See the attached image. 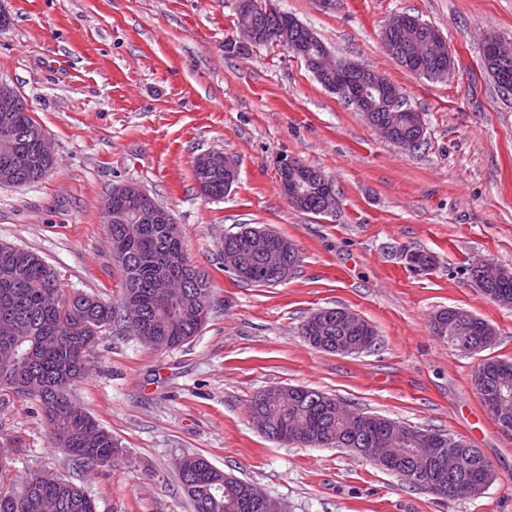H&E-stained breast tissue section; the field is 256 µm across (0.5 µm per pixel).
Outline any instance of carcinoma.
<instances>
[{
	"label": "carcinoma",
	"mask_w": 512,
	"mask_h": 512,
	"mask_svg": "<svg viewBox=\"0 0 512 512\" xmlns=\"http://www.w3.org/2000/svg\"><path fill=\"white\" fill-rule=\"evenodd\" d=\"M417 17L403 13L392 18L393 27L386 34L402 43V52L395 56L404 61L409 52L423 56L429 45L409 36ZM397 131L409 134L415 130L413 112L400 107L394 110ZM12 145L17 151L36 152L37 136L42 130L30 112H13ZM194 180L204 194L212 198L224 196V174L206 175L193 170ZM252 227L245 224L236 232L224 235V247L238 251L248 264L243 282L259 286L272 285L270 273L254 258L247 246L245 233ZM187 254L181 233H170L162 224L146 226L142 235L127 242L126 256L120 268L124 277V299H132L144 315L137 326L141 342L152 337H168L177 348L196 336L201 328L196 316L200 300H210L211 282L207 274L196 267L180 263L173 265L170 258ZM473 283L489 299L504 306H512V271L502 270L496 279L484 276L482 268H469ZM58 272L38 254L14 245L0 243V318L14 320L19 335L0 339V353H13L16 369L0 372V388L37 402L52 444L66 451L71 459L91 468L112 464L119 451L112 433L87 412L71 410L69 387L82 372L85 352L94 348L97 338L73 332V328L87 317L96 320L99 327L112 325V305L98 297L76 294L69 308L51 297L60 293ZM435 336L448 342L460 352L482 351L494 342L496 331L486 321L477 318L459 325L452 320L436 327ZM301 334L311 337L313 347L336 352V343L355 342L359 336L345 331L336 321L310 325L303 323ZM504 371L512 372V361L488 359L481 363L475 376L489 389L496 377ZM328 395L308 388L290 387L288 394L275 400H263L258 393L251 407L262 410L270 428L288 427L297 433L294 444L311 447L360 448L367 429H357L355 422L337 408L325 404ZM417 441L395 448L385 445L389 455L398 463L412 469L416 459L425 458L424 470L409 479V483L424 488L444 499L462 497L467 487H486L493 479L492 469L480 451L471 452L463 440L447 435L443 455L459 457L458 470L441 472L439 458L422 438L435 430L417 427ZM181 488L191 501L193 512H265L258 504L245 497L248 481L233 477L214 467L201 456L193 457L189 473L179 476ZM24 487L33 488V494L0 492V512H43L42 504L56 502L57 512H97L96 504L88 494L73 483L53 474L31 475Z\"/></svg>",
	"instance_id": "cac0c4a2"
}]
</instances>
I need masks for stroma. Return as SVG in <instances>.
<instances>
[{"label":"stroma","instance_id":"35a3bbf8","mask_svg":"<svg viewBox=\"0 0 512 512\" xmlns=\"http://www.w3.org/2000/svg\"><path fill=\"white\" fill-rule=\"evenodd\" d=\"M237 0H0V82L13 87L54 147L43 179L0 185V243L38 253L65 293L121 308L103 204L139 185L178 224L188 258L214 285L210 313L188 344L157 352L116 322L102 329L73 398L121 445L111 466L88 472L50 443L35 402L0 391L6 489L36 471L57 474L97 512H192L176 461L206 458L261 487L287 512H512V435L472 385L487 358L512 360V307L486 298L468 268L489 259L512 270V91L483 56L512 46V0H277L340 60L396 84L420 112L425 142L406 150L383 138L354 105L324 87L278 45L230 50ZM408 13L448 41L453 66L429 79L400 66L381 29ZM224 153L238 178L205 197L192 170ZM320 170L334 208H293L282 159ZM267 227L298 248L285 283L262 287L224 268L225 233ZM434 255L411 271L401 248ZM344 308L377 331L355 355L311 347L300 334L316 309ZM491 324L488 349L464 354L430 330L444 309ZM304 385L357 411L461 437L496 478L480 494L444 500L347 448L266 438L251 399Z\"/></svg>","mask_w":512,"mask_h":512}]
</instances>
